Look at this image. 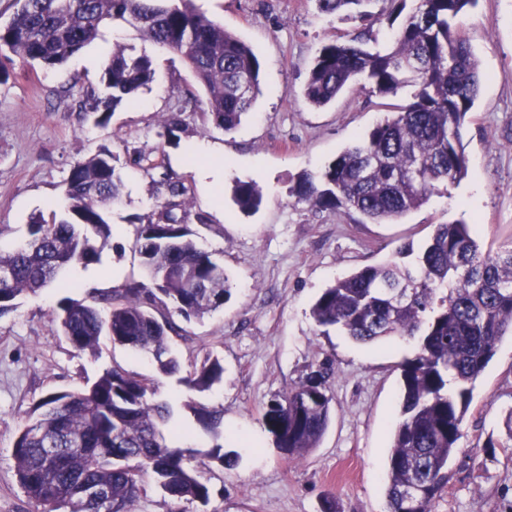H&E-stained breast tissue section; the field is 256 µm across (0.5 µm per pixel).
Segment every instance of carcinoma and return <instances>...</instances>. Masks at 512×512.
I'll use <instances>...</instances> for the list:
<instances>
[{"mask_svg":"<svg viewBox=\"0 0 512 512\" xmlns=\"http://www.w3.org/2000/svg\"><path fill=\"white\" fill-rule=\"evenodd\" d=\"M321 12L345 13L365 32L324 46L308 71L302 94L323 107L346 91L379 97L412 88L406 104L386 115L316 174L290 189L297 201L320 210L346 208L373 223L396 221L420 208L436 184L453 185L467 174L462 132L480 88L470 45L455 21L477 0H414L384 49L365 47V33L380 16L373 0H317ZM0 24V75L18 59L44 67L63 65L118 25H128L157 46L178 54L205 96L203 120L224 131L240 125L260 94V62L253 49L198 11L193 0H18ZM155 79L150 55L116 44L103 65V88L86 92L85 109L106 124L120 105L135 104ZM181 119L170 114L158 136L176 138ZM123 179L103 146L76 161L64 180V214L30 218L27 240L0 249V317L23 296H36L74 266L95 263L112 235L108 207L121 198ZM155 210L140 225L134 247L144 280L118 288H90L86 298L57 303L61 335L77 350L93 351L100 338L136 354H150L165 375L180 372L170 352L174 321L201 317L224 306L231 285L224 268L193 239L187 188L168 174L156 182ZM237 207L256 211L262 191L237 180ZM398 254L410 256L413 248ZM415 255V254H413ZM403 287L406 299L390 290ZM311 315L329 332L358 343L391 337L415 341L400 365L399 416L386 464L389 512H432L448 487V464L457 451L475 383L512 330V242L483 250L460 222L437 224L410 265L366 266L336 279L316 299ZM224 366L206 358L182 382L199 391L219 381ZM332 363L326 361L297 386L273 396L264 421L291 460L318 446L331 418ZM154 383L120 367L76 391L52 392L33 405L14 441L18 482L42 512H132L143 477L150 475L175 499L206 505L211 488L204 472L231 465L215 445L204 454L167 443L162 427L171 405L154 400ZM211 431L219 410L193 406ZM84 483L107 488V503L83 501Z\"/></svg>","mask_w":512,"mask_h":512,"instance_id":"obj_1","label":"carcinoma"}]
</instances>
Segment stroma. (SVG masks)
<instances>
[{
    "mask_svg": "<svg viewBox=\"0 0 512 512\" xmlns=\"http://www.w3.org/2000/svg\"><path fill=\"white\" fill-rule=\"evenodd\" d=\"M196 8L245 41L261 62L260 94L231 132L204 126V93L183 60L141 39L128 26L114 29L59 68L14 62L0 83V247L28 235L36 213L63 203L71 165L109 147L124 180L110 222L114 232L97 263L71 268L64 286L19 299L0 318V512H39L21 489L13 445L35 402L72 391L113 366L154 382L157 398L174 406L184 446L199 451L221 443L238 453L237 466L207 473L208 504L168 497L144 477L133 512H387L385 472L399 409L398 364L413 341L373 344L333 329L322 334L310 309L318 295L352 271L391 259L401 244L421 247L435 225L461 221L476 229L483 247L512 239V0H478L457 27L474 50L481 89L463 130L468 174L437 185L427 203L394 223L363 222L344 210L321 211L296 202L289 188L303 173L319 172L386 113V100L346 93L316 108L302 86L320 49L361 22L318 11L316 0H193ZM152 56L155 81L138 105L122 106L96 125L81 111L80 92L99 86L101 65H88L113 44ZM180 113L175 141L160 138L161 124ZM171 174L190 190L196 241L223 266L232 284L224 307L182 322L171 347L182 372L206 356L224 363L221 380L198 392L158 372L152 356L136 355L102 338L96 353L73 348L57 334L52 313L66 295L118 287L142 277L134 248L140 224L154 209V181ZM263 191L258 211L231 200L235 180ZM332 360V411L318 448L296 463L275 447L263 414L268 401L294 388L324 360ZM223 410L220 436L197 422L190 403ZM512 411V335L503 336L477 380L450 461L447 491L433 512H512V455L502 449Z\"/></svg>",
    "mask_w": 512,
    "mask_h": 512,
    "instance_id": "35a3bbf8",
    "label": "stroma"
}]
</instances>
